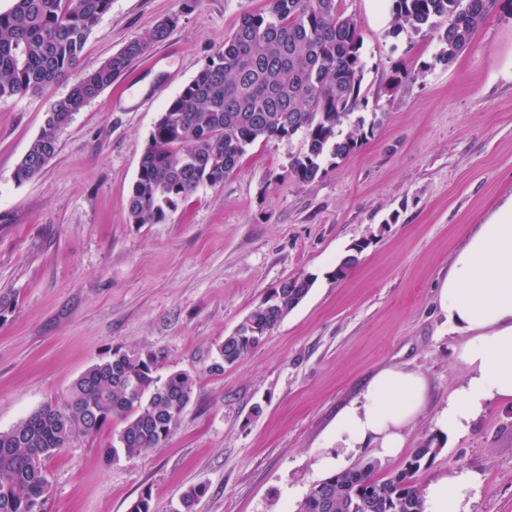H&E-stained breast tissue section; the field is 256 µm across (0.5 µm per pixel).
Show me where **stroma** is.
Wrapping results in <instances>:
<instances>
[{
	"label": "stroma",
	"instance_id": "stroma-1",
	"mask_svg": "<svg viewBox=\"0 0 512 512\" xmlns=\"http://www.w3.org/2000/svg\"><path fill=\"white\" fill-rule=\"evenodd\" d=\"M390 0H344L362 38L365 102L345 122L362 146L314 183L288 174L299 140L259 141L223 184L202 186L159 224L127 202L148 135L169 101L268 0H112L77 67L41 95L0 99V431L113 351L152 350L158 376L188 372L190 403L162 447L104 458L115 422L47 457L45 512H128L142 493L173 512H295L338 455L337 411L380 367L430 382L408 448L466 375L436 298L454 252L512 194V0H500L451 64L436 31L393 33ZM169 37L72 116L55 156L19 183L15 168L51 104L158 20ZM402 82H395V74ZM367 240L347 279L333 278ZM316 283L263 343L217 369L219 346L281 281ZM464 466L483 476L473 512H512V404L448 441L421 483Z\"/></svg>",
	"mask_w": 512,
	"mask_h": 512
}]
</instances>
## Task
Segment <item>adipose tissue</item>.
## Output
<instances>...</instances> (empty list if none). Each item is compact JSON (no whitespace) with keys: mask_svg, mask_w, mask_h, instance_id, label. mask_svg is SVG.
<instances>
[{"mask_svg":"<svg viewBox=\"0 0 512 512\" xmlns=\"http://www.w3.org/2000/svg\"><path fill=\"white\" fill-rule=\"evenodd\" d=\"M438 307L450 329L466 336L457 358L467 374L435 422L439 437L448 440L468 434L492 403L512 400V196L475 225L456 251ZM428 396L422 373L398 365L381 368L337 412L328 439L348 449H372L382 458L396 456ZM481 486L478 472L452 468L427 483L424 512H471Z\"/></svg>","mask_w":512,"mask_h":512,"instance_id":"ef3b65f1","label":"adipose tissue"}]
</instances>
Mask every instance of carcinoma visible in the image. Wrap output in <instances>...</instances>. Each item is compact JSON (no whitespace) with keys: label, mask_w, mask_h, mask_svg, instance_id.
I'll use <instances>...</instances> for the list:
<instances>
[{"label":"carcinoma","mask_w":512,"mask_h":512,"mask_svg":"<svg viewBox=\"0 0 512 512\" xmlns=\"http://www.w3.org/2000/svg\"><path fill=\"white\" fill-rule=\"evenodd\" d=\"M343 0H269L263 12L246 13L210 59L155 121L128 199L133 224H159L177 202L204 185L217 186L238 169L256 141L301 136L289 175L308 184L325 165L348 158L366 133L339 127L362 105V40ZM393 32L437 30V61L448 65L472 42L498 0H391ZM112 0H13L0 11V99L35 96L74 69L85 42ZM444 19L447 26L438 27ZM176 24L169 16L127 42L96 69L84 73L46 113L38 135L17 164L14 179L28 181L54 157L74 112L124 76ZM361 245L336 264L342 281L358 263ZM315 278L284 280L224 338L220 356L233 365L257 348L313 288ZM152 351L112 353L81 374L66 397L47 404L12 429L0 432V512H44L50 492L41 461L77 438L106 426L123 427L109 459L159 447L171 435L193 393V377L155 375ZM442 450L426 436L395 472L377 475L369 460L313 483L296 512H422L419 474ZM186 489L179 512H192L204 493Z\"/></svg>","instance_id":"obj_1"}]
</instances>
